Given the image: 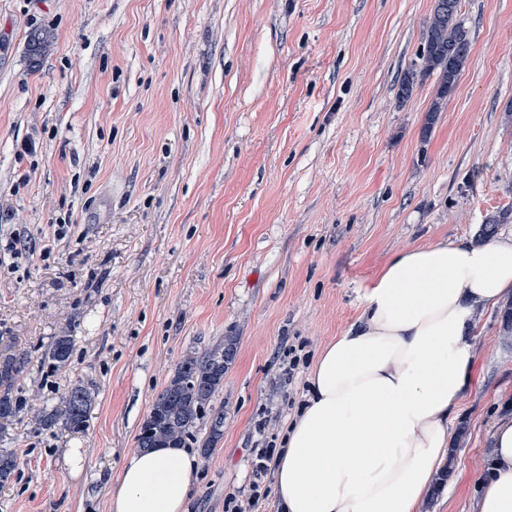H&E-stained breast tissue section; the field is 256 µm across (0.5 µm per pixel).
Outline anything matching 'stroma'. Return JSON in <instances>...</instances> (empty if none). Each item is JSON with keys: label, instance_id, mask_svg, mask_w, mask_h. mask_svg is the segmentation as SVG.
I'll return each instance as SVG.
<instances>
[{"label": "stroma", "instance_id": "1", "mask_svg": "<svg viewBox=\"0 0 512 512\" xmlns=\"http://www.w3.org/2000/svg\"><path fill=\"white\" fill-rule=\"evenodd\" d=\"M434 0H0V352L33 359L19 394L98 393L85 427L0 448V512H109L155 396L185 352L233 336L215 397L224 437L198 457L190 512L228 496L276 512L257 475L327 345L386 261L437 241L512 236V0H461L471 44L435 119L436 76L399 101ZM52 32L38 70L32 30ZM31 180L20 185L18 176ZM72 228L64 238L61 219ZM512 294L480 311L471 382L419 512H474L493 424L512 412ZM68 372L38 357L63 327ZM80 449L72 475L64 456Z\"/></svg>", "mask_w": 512, "mask_h": 512}]
</instances>
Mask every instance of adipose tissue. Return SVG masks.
<instances>
[{"label":"adipose tissue","mask_w":512,"mask_h":512,"mask_svg":"<svg viewBox=\"0 0 512 512\" xmlns=\"http://www.w3.org/2000/svg\"><path fill=\"white\" fill-rule=\"evenodd\" d=\"M512 292V237L438 241L390 258L358 319L329 342L274 459L281 512H418L475 364L478 311ZM476 512H512V415L493 428ZM184 448L137 449L110 512H188Z\"/></svg>","instance_id":"adipose-tissue-1"}]
</instances>
